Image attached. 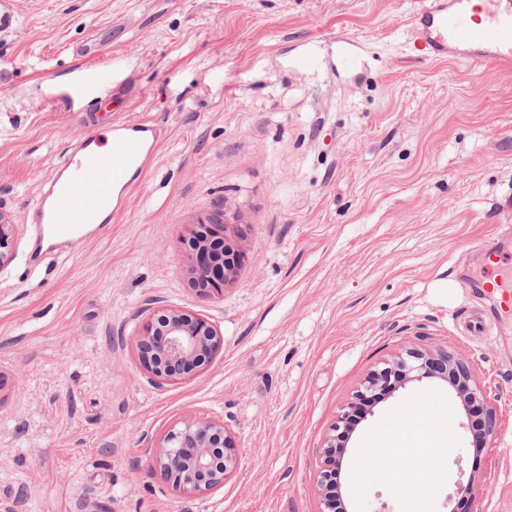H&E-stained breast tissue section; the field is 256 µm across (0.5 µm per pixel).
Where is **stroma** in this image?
Listing matches in <instances>:
<instances>
[{
	"instance_id": "stroma-1",
	"label": "stroma",
	"mask_w": 512,
	"mask_h": 512,
	"mask_svg": "<svg viewBox=\"0 0 512 512\" xmlns=\"http://www.w3.org/2000/svg\"><path fill=\"white\" fill-rule=\"evenodd\" d=\"M0 30V512H319L330 428L374 370L466 357L497 411L490 446L441 378L367 406L340 492L349 512H512V318L478 291L492 239L512 265V70L434 62L420 0H12ZM357 42L358 66L339 41ZM100 41L98 54L80 48ZM162 127L154 166L88 239L31 259L29 212L81 136ZM221 212L242 261L223 294L191 284L189 225ZM158 308L201 314L224 347L157 385L134 335ZM483 314L488 335L468 336ZM422 416L442 441L388 467L364 450ZM218 419L239 462L185 497L151 448ZM412 479L395 486L386 472ZM474 502L458 498L461 475Z\"/></svg>"
}]
</instances>
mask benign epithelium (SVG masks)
<instances>
[{"label": "benign epithelium", "instance_id": "7a95c632", "mask_svg": "<svg viewBox=\"0 0 512 512\" xmlns=\"http://www.w3.org/2000/svg\"><path fill=\"white\" fill-rule=\"evenodd\" d=\"M223 216L208 217L202 229L189 234L188 251L192 254V285L204 293H223L241 261L235 242L226 237L224 247L211 246L203 231L212 234L224 227ZM13 235L11 225L0 212V269L11 259ZM135 350L145 375L157 385L179 376L196 373L224 346V337L203 316L182 309H168L155 317L145 318L134 338ZM443 369L441 377L456 393L464 410L478 404L486 416L483 445L495 433L496 411L485 403V394L473 380L471 363L446 351L411 352L398 357L371 374L358 396L382 384L388 374H401L402 384L432 377L433 366ZM349 427V413H343L323 441L318 453L322 458L320 485L333 479L342 468L346 446L341 444L344 429ZM238 461L237 446L224 427L214 419H188L170 429L153 448L150 469L157 479L171 484L184 495H199L224 484Z\"/></svg>", "mask_w": 512, "mask_h": 512}]
</instances>
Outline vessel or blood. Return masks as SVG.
I'll list each match as a JSON object with an SVG mask.
<instances>
[{
  "label": "vessel or blood",
  "instance_id": "1",
  "mask_svg": "<svg viewBox=\"0 0 512 512\" xmlns=\"http://www.w3.org/2000/svg\"><path fill=\"white\" fill-rule=\"evenodd\" d=\"M416 50L434 61L468 60L512 68V0H423L411 23ZM112 150L97 151L98 136L82 139L56 168L34 207L39 238L79 240L111 222L128 192L152 167L162 130L147 121L113 120L106 128ZM109 179L113 189L92 194Z\"/></svg>",
  "mask_w": 512,
  "mask_h": 512
}]
</instances>
